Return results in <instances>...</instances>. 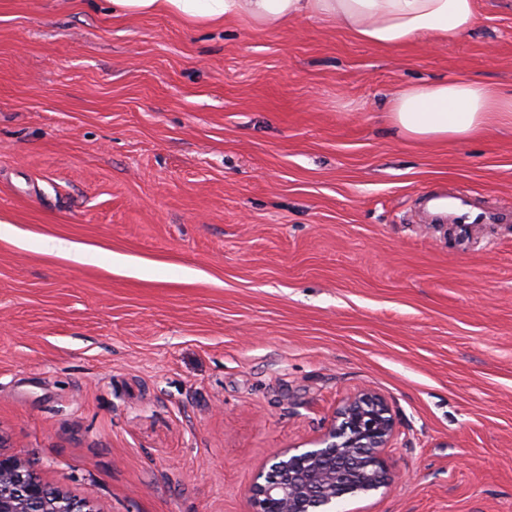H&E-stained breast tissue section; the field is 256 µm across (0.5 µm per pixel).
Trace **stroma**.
Listing matches in <instances>:
<instances>
[{
    "label": "stroma",
    "mask_w": 512,
    "mask_h": 512,
    "mask_svg": "<svg viewBox=\"0 0 512 512\" xmlns=\"http://www.w3.org/2000/svg\"><path fill=\"white\" fill-rule=\"evenodd\" d=\"M476 10L375 48L0 0V448L108 512H252L368 388L395 482L343 512H512V128L385 119L409 83L512 90V0Z\"/></svg>",
    "instance_id": "35a3bbf8"
}]
</instances>
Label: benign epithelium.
<instances>
[{
    "mask_svg": "<svg viewBox=\"0 0 512 512\" xmlns=\"http://www.w3.org/2000/svg\"><path fill=\"white\" fill-rule=\"evenodd\" d=\"M397 420L381 394L346 396L311 447L277 451L263 481L249 489L255 512H339L347 495L371 496L392 484L388 449ZM0 512H105L43 483L18 456L0 452Z\"/></svg>",
    "mask_w": 512,
    "mask_h": 512,
    "instance_id": "1",
    "label": "benign epithelium"
}]
</instances>
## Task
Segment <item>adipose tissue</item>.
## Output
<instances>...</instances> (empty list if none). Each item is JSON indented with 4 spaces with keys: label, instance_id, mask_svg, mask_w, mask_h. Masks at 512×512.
Wrapping results in <instances>:
<instances>
[{
    "label": "adipose tissue",
    "instance_id": "adipose-tissue-1",
    "mask_svg": "<svg viewBox=\"0 0 512 512\" xmlns=\"http://www.w3.org/2000/svg\"><path fill=\"white\" fill-rule=\"evenodd\" d=\"M125 17L164 14L191 28L236 19L266 29L301 19L332 21L356 41L392 48L424 41L438 45L470 33L476 0H109ZM389 121L419 142L467 139L512 126V92L468 78L412 83L386 104Z\"/></svg>",
    "mask_w": 512,
    "mask_h": 512
}]
</instances>
